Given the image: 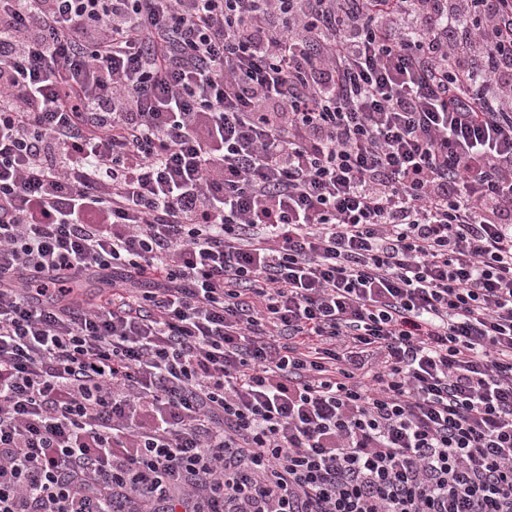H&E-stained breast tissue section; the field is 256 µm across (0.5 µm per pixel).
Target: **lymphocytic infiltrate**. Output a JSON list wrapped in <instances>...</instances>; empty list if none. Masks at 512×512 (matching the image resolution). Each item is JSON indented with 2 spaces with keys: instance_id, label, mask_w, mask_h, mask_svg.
<instances>
[{
  "instance_id": "obj_1",
  "label": "lymphocytic infiltrate",
  "mask_w": 512,
  "mask_h": 512,
  "mask_svg": "<svg viewBox=\"0 0 512 512\" xmlns=\"http://www.w3.org/2000/svg\"><path fill=\"white\" fill-rule=\"evenodd\" d=\"M0 512H512V0H0Z\"/></svg>"
}]
</instances>
